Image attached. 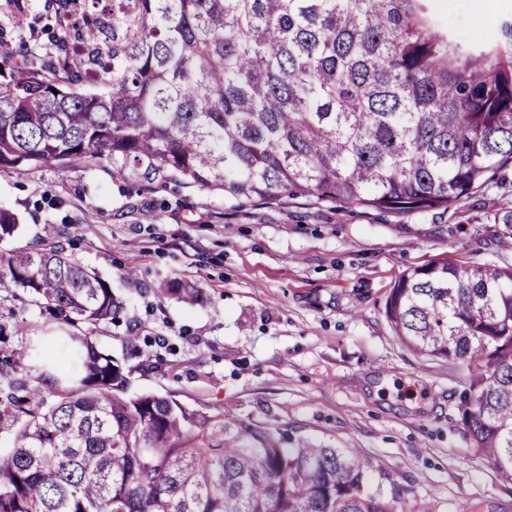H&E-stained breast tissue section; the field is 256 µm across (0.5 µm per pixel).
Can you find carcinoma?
Here are the masks:
<instances>
[{"mask_svg":"<svg viewBox=\"0 0 512 512\" xmlns=\"http://www.w3.org/2000/svg\"><path fill=\"white\" fill-rule=\"evenodd\" d=\"M81 0L0 67V169L107 158L147 181L183 179L262 203L285 197L396 216L460 208L512 171V14L473 44L432 0H112L110 42ZM103 77L81 94L86 70ZM500 247L512 250V210ZM17 228L0 209V239ZM69 325L123 302L62 243L0 257ZM170 291L200 306L205 291ZM384 315L411 351L463 367L462 422L512 482V263L440 259L401 275ZM78 378L19 352L0 371V512H398L352 450L259 436L250 425L128 391L131 371L89 333ZM41 367L54 399L11 374Z\"/></svg>","mask_w":512,"mask_h":512,"instance_id":"1","label":"carcinoma"}]
</instances>
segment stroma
Returning a JSON list of instances; mask_svg holds the SVG:
<instances>
[{
    "mask_svg": "<svg viewBox=\"0 0 512 512\" xmlns=\"http://www.w3.org/2000/svg\"><path fill=\"white\" fill-rule=\"evenodd\" d=\"M24 6L15 28L13 0H0V58L45 23L43 0ZM510 13L512 0H436L441 24L475 42ZM503 205L494 188L452 217L238 202L185 180L137 183L102 158L0 171V209L18 218L0 255L60 241L110 283L125 312L92 336L131 368L132 391L291 445L359 449L370 488L398 491L399 512H512V483L463 433V372L406 349L384 316L405 271L446 257L496 262L487 217ZM173 282L204 288L207 303L184 305ZM69 332L26 290L0 288V356L34 343L72 363Z\"/></svg>",
    "mask_w": 512,
    "mask_h": 512,
    "instance_id": "obj_1",
    "label": "stroma"
}]
</instances>
